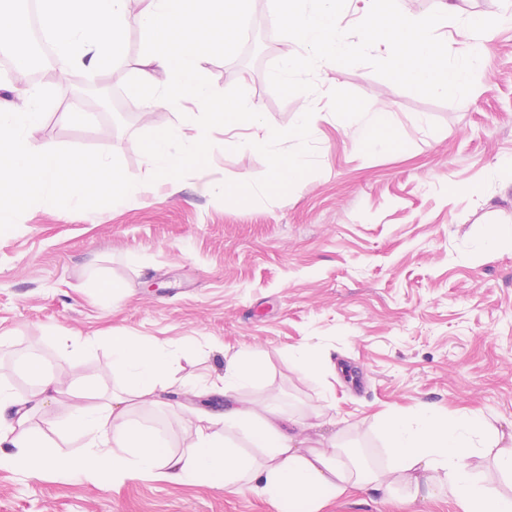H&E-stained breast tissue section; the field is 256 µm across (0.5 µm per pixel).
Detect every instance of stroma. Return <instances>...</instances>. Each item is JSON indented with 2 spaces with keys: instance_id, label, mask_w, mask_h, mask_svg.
<instances>
[{
  "instance_id": "1",
  "label": "stroma",
  "mask_w": 512,
  "mask_h": 512,
  "mask_svg": "<svg viewBox=\"0 0 512 512\" xmlns=\"http://www.w3.org/2000/svg\"><path fill=\"white\" fill-rule=\"evenodd\" d=\"M460 13L439 31L451 54H465L458 22L512 13V0H456ZM144 35L130 27L120 62L73 68L66 80L41 77L57 101L40 137L64 147L115 153L126 174L149 172L137 138L181 123L176 107L150 121L127 110ZM296 43L268 29L229 60L205 58L213 88L241 85L267 126L285 130L307 102L320 112L311 142L317 169L285 196L238 205L215 190L262 177L258 152L225 151L192 172L178 192L138 191L132 203L99 214L30 207L0 235V382L29 390L22 362L40 355L48 370L71 368L112 386L105 336L124 333L180 346L181 377L218 380L225 351L264 355V379L241 388L248 400L274 397L284 416L326 411L313 438L353 427L343 442L372 465L387 460L374 418H408L422 406L448 416L476 411L512 431V246L486 248L488 231L512 221V25L488 43L470 95L443 102L402 89L366 65L321 72L309 95L279 98L269 69ZM377 106L387 145L372 151L344 132L349 112ZM427 115L420 127L416 118ZM104 277L118 295L90 288ZM96 336L95 352L74 363L57 337ZM320 359L305 379L294 356ZM0 512H275L248 491L208 484L131 479L105 488L48 472L0 469ZM321 512H458L451 498L415 502L358 492Z\"/></svg>"
}]
</instances>
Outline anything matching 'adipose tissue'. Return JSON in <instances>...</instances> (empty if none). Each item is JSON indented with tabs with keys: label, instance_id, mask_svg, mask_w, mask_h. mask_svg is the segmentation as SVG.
Segmentation results:
<instances>
[{
	"label": "adipose tissue",
	"instance_id": "ef3b65f1",
	"mask_svg": "<svg viewBox=\"0 0 512 512\" xmlns=\"http://www.w3.org/2000/svg\"><path fill=\"white\" fill-rule=\"evenodd\" d=\"M108 345L111 391L86 395L79 372L61 376L36 362L26 366L32 390L0 384V468L28 476L56 471L103 486L152 478L205 482L255 493L275 512H320L337 498L366 490H399L411 500L423 492L445 495L459 512H512V500L483 483L471 465L488 442L496 449L495 469L512 477V432L488 433L482 414L447 417L423 406L411 419H386L388 462L371 467L338 438H306L304 421L281 425L270 396L240 400L241 387L265 373L259 352L227 358L217 385L178 378V351L170 343L115 333ZM175 390L222 396L224 409L189 410L161 430L133 421L136 409L165 405ZM65 394L72 400L52 432L34 424L39 408ZM242 437L255 455L241 450Z\"/></svg>",
	"mask_w": 512,
	"mask_h": 512
}]
</instances>
